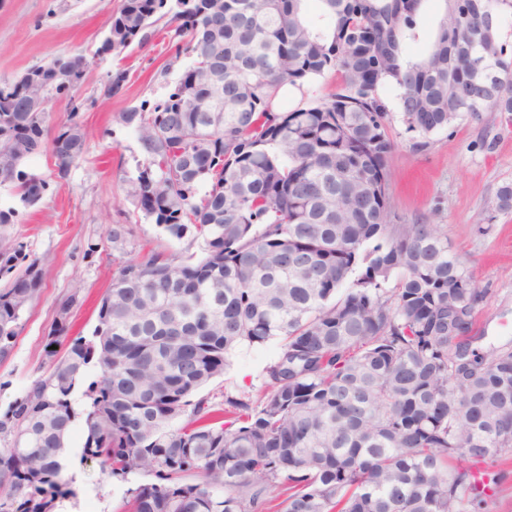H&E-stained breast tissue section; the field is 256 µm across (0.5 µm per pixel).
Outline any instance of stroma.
<instances>
[{
  "label": "stroma",
  "mask_w": 512,
  "mask_h": 512,
  "mask_svg": "<svg viewBox=\"0 0 512 512\" xmlns=\"http://www.w3.org/2000/svg\"><path fill=\"white\" fill-rule=\"evenodd\" d=\"M121 0H0V82L10 81L56 56H84L91 66L69 95L45 104L47 125L57 129L77 118L89 137L82 160L64 178L54 174L48 153L29 157L25 171L47 178L48 189L34 206H21L9 187H0V209H17L12 234L30 250L47 257L40 296L23 315V329L10 358L0 361V413L46 372L43 337L56 302L79 291L83 305L74 313V329L90 335L97 305L112 283L119 261L153 247L181 255L199 252L202 243L175 239L160 232L135 209L130 177L143 155L132 128L120 113L163 98L188 57H175L165 31L154 28L145 46L121 54L97 56ZM125 70L122 91L108 95L107 79ZM388 126L396 143L388 186L391 221L395 224H438L448 235L450 252L465 262L487 294L480 307L481 349L512 336V211L497 207V193L512 184V120L486 111L479 118L462 116L430 135L425 146L402 121L398 92L386 87ZM125 225L123 249L112 247V227ZM279 344L240 346L222 378L207 388L210 396L246 390L259 394L264 367ZM82 423L66 439L75 491L73 512H123L127 483L104 474L99 462L83 459Z\"/></svg>",
  "instance_id": "1"
}]
</instances>
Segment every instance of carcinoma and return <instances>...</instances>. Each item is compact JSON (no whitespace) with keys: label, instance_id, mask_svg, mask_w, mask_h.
I'll return each mask as SVG.
<instances>
[{"label":"carcinoma","instance_id":"cac0c4a2","mask_svg":"<svg viewBox=\"0 0 512 512\" xmlns=\"http://www.w3.org/2000/svg\"><path fill=\"white\" fill-rule=\"evenodd\" d=\"M423 2L123 0L113 52L163 20L199 75L122 114L144 154L130 196L162 232L202 239L203 255L120 262L88 337L71 335L82 297L58 300L48 371L0 415V512H57L73 494L62 456L79 418L83 459L123 482L152 477L126 490L125 512L480 508L482 464L512 456V337L474 349L485 290L441 225L391 223L380 90L396 88L406 130L425 139L464 114L512 116V57L485 0H441L434 42L406 59ZM487 32L498 82L484 92L474 63ZM86 68L55 57L31 72L47 100L61 95L57 73ZM329 73L335 92L280 105L283 86ZM86 146L78 122L53 133L25 93L0 98V184L22 204L47 186L24 160L46 148L67 169ZM14 214L0 210V361L45 277V259L5 231ZM276 338L260 398L202 393L238 346Z\"/></svg>","mask_w":512,"mask_h":512}]
</instances>
